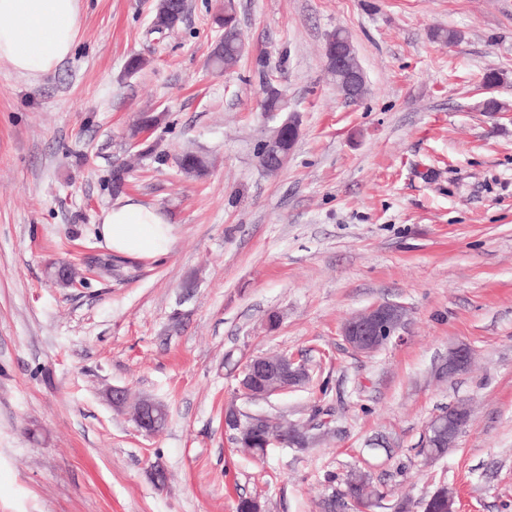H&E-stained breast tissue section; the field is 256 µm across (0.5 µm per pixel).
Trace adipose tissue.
<instances>
[{
	"label": "adipose tissue",
	"mask_w": 512,
	"mask_h": 512,
	"mask_svg": "<svg viewBox=\"0 0 512 512\" xmlns=\"http://www.w3.org/2000/svg\"><path fill=\"white\" fill-rule=\"evenodd\" d=\"M79 25V0H0V62L42 76L71 54ZM98 234L113 253L144 260L167 255L175 241L159 209L130 198L103 211Z\"/></svg>",
	"instance_id": "1"
}]
</instances>
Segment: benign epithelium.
<instances>
[{
    "label": "benign epithelium",
    "instance_id": "obj_1",
    "mask_svg": "<svg viewBox=\"0 0 512 512\" xmlns=\"http://www.w3.org/2000/svg\"><path fill=\"white\" fill-rule=\"evenodd\" d=\"M407 318L404 305L384 302L373 305L348 319L341 328V336L346 346L359 355H372L392 342L403 340L401 330ZM470 348L456 344L448 349V358L441 367V374L451 378L467 368L471 360ZM310 378L308 364L293 356L281 354L257 356L249 359L235 374L236 391L251 400H263L276 394L301 386ZM132 420L137 429L147 436H152L160 429L159 404L143 400L135 407ZM466 419L462 408L443 419L435 415L426 425L424 437L436 444L453 443L465 428ZM311 424L288 430V436L282 437L289 443L307 439L311 447L319 442L322 434H311Z\"/></svg>",
    "mask_w": 512,
    "mask_h": 512
}]
</instances>
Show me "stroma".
Returning <instances> with one entry per match:
<instances>
[{
    "label": "stroma",
    "instance_id": "stroma-1",
    "mask_svg": "<svg viewBox=\"0 0 512 512\" xmlns=\"http://www.w3.org/2000/svg\"><path fill=\"white\" fill-rule=\"evenodd\" d=\"M155 4L80 0L55 71L0 63V512H236L243 496L321 512L353 469L382 496L370 512H422L440 484L457 512H512V0H234L245 50L225 72L208 64L224 0H187L162 36ZM337 29L366 76L355 102L325 64ZM268 81L300 121L274 176L257 158L280 123L261 108ZM145 112L162 117L149 140L165 161L131 143ZM187 150L203 179L180 172ZM122 196L174 224L162 260L101 245ZM62 262L80 285L54 282ZM385 301L408 310L403 341L352 353L343 322ZM458 343L470 366L439 376ZM270 352L305 358L309 382L236 399L237 364ZM115 386L164 404L165 426L139 433ZM461 399L456 446L421 454L428 421ZM231 402L301 422L322 408L329 433L255 460L224 431ZM179 166L186 177L200 179L208 172V162L195 152L188 151L179 159Z\"/></svg>",
    "mask_w": 512,
    "mask_h": 512
}]
</instances>
